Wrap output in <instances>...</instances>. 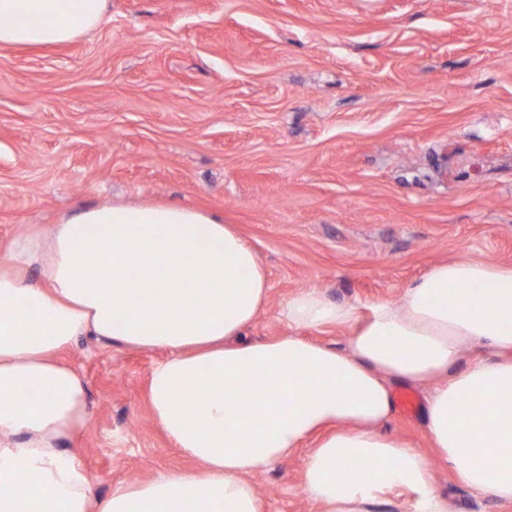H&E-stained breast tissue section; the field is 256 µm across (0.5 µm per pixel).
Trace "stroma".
Instances as JSON below:
<instances>
[{"label": "stroma", "mask_w": 512, "mask_h": 512, "mask_svg": "<svg viewBox=\"0 0 512 512\" xmlns=\"http://www.w3.org/2000/svg\"><path fill=\"white\" fill-rule=\"evenodd\" d=\"M178 203L259 254L251 338L317 288L398 301L432 265L512 267V0H109L57 47H0V240L75 208ZM162 350L79 337L85 428L61 440L95 497L195 469L154 422ZM307 448L255 472L265 512H318ZM454 512H512L442 463Z\"/></svg>", "instance_id": "1"}]
</instances>
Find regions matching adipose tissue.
I'll list each match as a JSON object with an SVG mask.
<instances>
[{"label":"adipose tissue","mask_w":512,"mask_h":512,"mask_svg":"<svg viewBox=\"0 0 512 512\" xmlns=\"http://www.w3.org/2000/svg\"><path fill=\"white\" fill-rule=\"evenodd\" d=\"M107 5L0 0V45L69 43L99 27ZM268 291L235 228L182 204L90 206L13 237L0 260V512H264L250 475L311 438L302 489L323 512H378L393 490L410 512H453L430 458L384 430L397 383L431 384L433 448L469 489L512 503L511 267L440 262L401 300L364 312L307 288L283 309L288 335L247 339ZM328 325L353 327L345 347L304 335ZM81 336L169 351L149 378L151 411L199 471L93 500L85 470L57 446L87 420L86 383L61 359ZM468 345L490 354L460 367ZM258 385L273 398H251ZM471 394L488 411L464 406Z\"/></svg>","instance_id":"adipose-tissue-1"}]
</instances>
